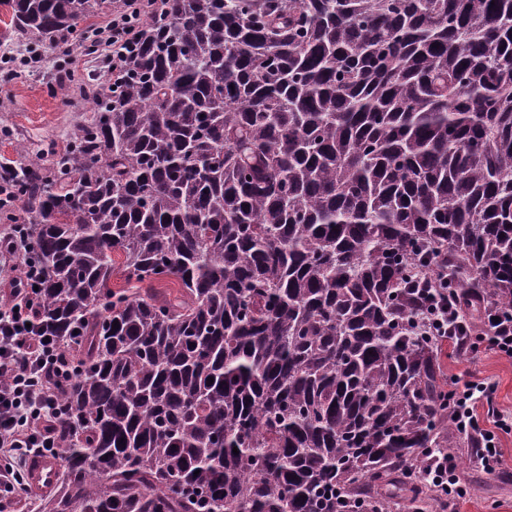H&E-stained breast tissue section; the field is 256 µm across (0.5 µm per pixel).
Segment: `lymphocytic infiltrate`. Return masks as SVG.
<instances>
[{"label": "lymphocytic infiltrate", "instance_id": "f902f5d3", "mask_svg": "<svg viewBox=\"0 0 512 512\" xmlns=\"http://www.w3.org/2000/svg\"><path fill=\"white\" fill-rule=\"evenodd\" d=\"M149 0H122L120 11L112 20V37L106 67L112 73L127 65L128 52L139 31L133 20ZM41 276L36 265L24 267L14 281L10 305L0 306V453L18 457L50 448L54 439L48 421L57 415V394L69 377L70 359L57 340H44L29 328L33 309L34 287ZM442 312L456 320L457 347L475 355L485 350L512 359V314L484 310L480 329L459 321L458 310L443 304ZM496 385L485 379H474L450 389L448 411L458 434L471 440V461L475 471L506 475L500 450L499 435L512 431V416H505L495 404ZM435 487L446 512H457L466 494L457 476L454 455L448 454L433 463Z\"/></svg>", "mask_w": 512, "mask_h": 512}]
</instances>
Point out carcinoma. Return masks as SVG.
Wrapping results in <instances>:
<instances>
[{
    "mask_svg": "<svg viewBox=\"0 0 512 512\" xmlns=\"http://www.w3.org/2000/svg\"><path fill=\"white\" fill-rule=\"evenodd\" d=\"M103 4L0 0L88 53ZM141 29L73 149L10 169L35 332L75 351L39 512H390L448 453L454 329L415 321L512 308V0H162Z\"/></svg>",
    "mask_w": 512,
    "mask_h": 512,
    "instance_id": "1",
    "label": "carcinoma"
}]
</instances>
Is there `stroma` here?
Segmentation results:
<instances>
[{
	"mask_svg": "<svg viewBox=\"0 0 512 512\" xmlns=\"http://www.w3.org/2000/svg\"><path fill=\"white\" fill-rule=\"evenodd\" d=\"M104 60V54L88 56L79 48L61 57L44 43L0 35V162L50 167L68 148L79 125L90 118V106L79 95L78 85L102 73ZM447 352L449 383L488 379L497 386L498 408L512 414V360L491 351L470 357L452 346ZM448 444L456 456L457 474L468 488L458 512H512V481L473 471L470 444L456 431H449Z\"/></svg>",
	"mask_w": 512,
	"mask_h": 512,
	"instance_id": "1",
	"label": "stroma"
}]
</instances>
